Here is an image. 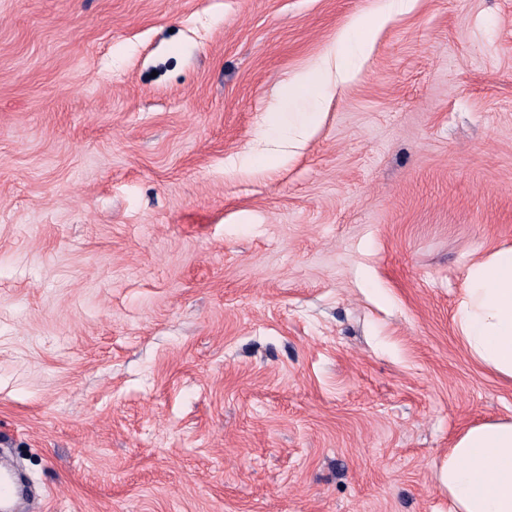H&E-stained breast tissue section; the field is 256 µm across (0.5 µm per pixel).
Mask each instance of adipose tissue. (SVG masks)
I'll return each instance as SVG.
<instances>
[{"mask_svg":"<svg viewBox=\"0 0 512 512\" xmlns=\"http://www.w3.org/2000/svg\"><path fill=\"white\" fill-rule=\"evenodd\" d=\"M328 94L332 86L309 71L298 89L283 92L280 111L268 118L267 137L274 148L267 159L287 157L295 136L319 123L318 112L299 109L302 89ZM457 334L470 355L502 381L512 384V247L497 249L472 263L454 315ZM448 492V512H512V421L485 422L459 434L440 470Z\"/></svg>","mask_w":512,"mask_h":512,"instance_id":"adipose-tissue-1","label":"adipose tissue"}]
</instances>
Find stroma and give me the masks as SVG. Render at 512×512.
<instances>
[{"mask_svg": "<svg viewBox=\"0 0 512 512\" xmlns=\"http://www.w3.org/2000/svg\"><path fill=\"white\" fill-rule=\"evenodd\" d=\"M0 0V448L44 512H448L512 385L453 315L512 245V0ZM386 17H364L355 22L354 51L361 53L369 43L370 35L378 27L382 26ZM305 88H313L319 96H323L331 91L332 86L324 82L317 72L309 71L300 77L299 89L286 88L283 91L281 112L269 113L268 118V141L278 146L266 155L272 164L287 158L286 151L279 147L284 144L290 147L295 136L307 134L319 123L321 112H295L299 107L300 92Z\"/></svg>", "mask_w": 512, "mask_h": 512, "instance_id": "obj_1", "label": "stroma"}]
</instances>
